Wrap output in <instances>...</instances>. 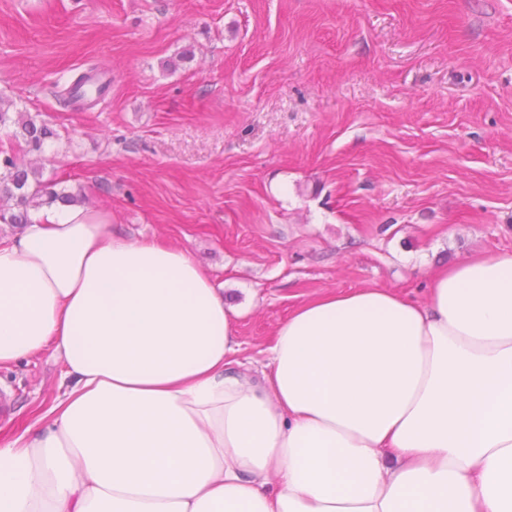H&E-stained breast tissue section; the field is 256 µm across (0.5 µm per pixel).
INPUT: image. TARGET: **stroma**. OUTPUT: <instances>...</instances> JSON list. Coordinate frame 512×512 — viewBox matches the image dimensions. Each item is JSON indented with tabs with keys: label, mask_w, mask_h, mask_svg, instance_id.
<instances>
[{
	"label": "stroma",
	"mask_w": 512,
	"mask_h": 512,
	"mask_svg": "<svg viewBox=\"0 0 512 512\" xmlns=\"http://www.w3.org/2000/svg\"><path fill=\"white\" fill-rule=\"evenodd\" d=\"M0 102L59 134L0 151L223 283L255 374L308 297L512 251V0H0ZM58 393L1 369L0 433Z\"/></svg>",
	"instance_id": "35a3bbf8"
}]
</instances>
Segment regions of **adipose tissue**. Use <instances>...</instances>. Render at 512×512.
<instances>
[{
  "label": "adipose tissue",
  "mask_w": 512,
  "mask_h": 512,
  "mask_svg": "<svg viewBox=\"0 0 512 512\" xmlns=\"http://www.w3.org/2000/svg\"><path fill=\"white\" fill-rule=\"evenodd\" d=\"M309 297L260 376L184 248L82 206L0 240V367L61 394L0 440V512H512V252Z\"/></svg>",
  "instance_id": "obj_1"
}]
</instances>
